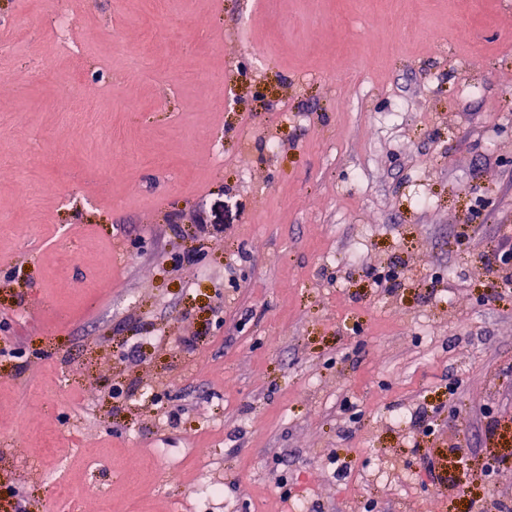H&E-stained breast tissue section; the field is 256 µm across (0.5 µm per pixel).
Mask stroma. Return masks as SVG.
Wrapping results in <instances>:
<instances>
[{"label": "stroma", "mask_w": 512, "mask_h": 512, "mask_svg": "<svg viewBox=\"0 0 512 512\" xmlns=\"http://www.w3.org/2000/svg\"><path fill=\"white\" fill-rule=\"evenodd\" d=\"M54 9L82 59L37 26ZM3 19L0 512H53L58 483L79 512L512 497V466L478 470L512 455V297L484 260L512 235V0H0Z\"/></svg>", "instance_id": "obj_1"}]
</instances>
